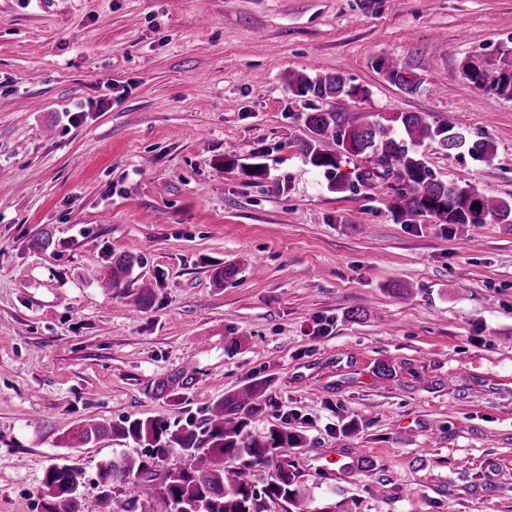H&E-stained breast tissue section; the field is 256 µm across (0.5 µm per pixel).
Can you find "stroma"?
Here are the masks:
<instances>
[{"mask_svg":"<svg viewBox=\"0 0 512 512\" xmlns=\"http://www.w3.org/2000/svg\"><path fill=\"white\" fill-rule=\"evenodd\" d=\"M471 60L512 69V0H0V512H43L59 457L97 512L116 443L68 447L83 420L199 427L264 379L252 433L304 438L297 499L269 512H512V226L401 223L393 190L355 189L359 159L330 187L288 89L340 73L356 111L485 135L489 163L420 151L512 198V98ZM122 253L132 274L100 288ZM187 361L193 388L155 398ZM383 68L388 81L400 91L407 94H414L420 89L421 83L416 78V75L409 72L399 61L394 59L388 60L387 62L381 60L378 63V69L381 71ZM501 72L488 82L489 74L478 64L469 62L463 72L465 78L475 87L495 91L499 96L512 97V70Z\"/></svg>","mask_w":512,"mask_h":512,"instance_id":"35a3bbf8","label":"stroma"}]
</instances>
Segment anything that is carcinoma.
Here are the masks:
<instances>
[{"label": "carcinoma", "mask_w": 512, "mask_h": 512, "mask_svg": "<svg viewBox=\"0 0 512 512\" xmlns=\"http://www.w3.org/2000/svg\"><path fill=\"white\" fill-rule=\"evenodd\" d=\"M378 69L388 81L407 94L416 93L421 83L399 61H380ZM465 78L478 88L512 97V71L494 78L478 64L468 63ZM291 92L306 102L305 111L297 114L310 133L300 140L296 150L312 168L336 182L341 163L351 157L369 159L370 166L359 172L357 182L365 189L378 187V180L396 176L398 201L395 209L400 218L412 224L418 217H435L444 224H512V201L479 192L469 184L444 183L434 177L417 151L427 140L438 141L445 151L463 149L475 160L490 162L496 155L488 138L468 137L447 122L427 123L416 112H397L391 117L367 120L362 112L338 109L323 104L336 99L352 101L365 90L350 83L340 73L311 77L293 74L288 84ZM135 266V256L121 254L112 261L105 288H118ZM196 369L182 366L155 382L153 391L159 398L172 399L192 386ZM266 384L252 382L224 395L208 408L205 427L193 425L170 432L157 419L129 417L121 425L106 421L82 422L68 444L89 445L111 437L119 442L140 444L149 455L134 458L123 448L113 449L112 458L98 470L100 512H115L112 503L116 490L129 485L130 495L120 505L121 512H178L188 503L200 505V512H267L266 501H292L296 495L295 471L275 467L257 493L248 469L268 463L281 455L284 448H300L303 437L284 426L254 435L249 426L261 410L259 403ZM178 462L160 469L158 464L170 458ZM238 459L242 467L228 469L224 460ZM83 473L62 462L45 472L41 496L44 512H81L80 489Z\"/></svg>", "instance_id": "cac0c4a2"}]
</instances>
